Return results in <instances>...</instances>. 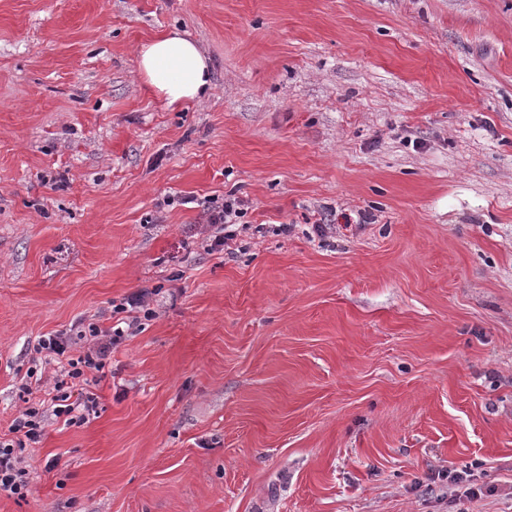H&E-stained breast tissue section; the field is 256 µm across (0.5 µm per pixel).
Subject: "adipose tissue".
<instances>
[{"label":"adipose tissue","mask_w":512,"mask_h":512,"mask_svg":"<svg viewBox=\"0 0 512 512\" xmlns=\"http://www.w3.org/2000/svg\"><path fill=\"white\" fill-rule=\"evenodd\" d=\"M138 59L147 84L167 103L201 98L210 87L207 58L194 42L179 32L143 44Z\"/></svg>","instance_id":"ef3b65f1"}]
</instances>
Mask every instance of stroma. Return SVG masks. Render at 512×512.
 I'll use <instances>...</instances> for the list:
<instances>
[{
  "mask_svg": "<svg viewBox=\"0 0 512 512\" xmlns=\"http://www.w3.org/2000/svg\"><path fill=\"white\" fill-rule=\"evenodd\" d=\"M175 28L205 100L139 71ZM144 289L0 512H512V0H0V438ZM248 202L235 197L233 193L224 195V202L207 207L208 224L211 226V234L207 238V251L222 252L231 249L232 242L236 239L237 229L234 226L242 224L243 218L248 210ZM153 293L147 290H141L128 296L125 301L115 306L117 313L129 314L133 312H144V317L153 315V310L149 307Z\"/></svg>",
  "mask_w": 512,
  "mask_h": 512,
  "instance_id": "35a3bbf8",
  "label": "stroma"
}]
</instances>
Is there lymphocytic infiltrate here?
<instances>
[{"instance_id":"lymphocytic-infiltrate-1","label":"lymphocytic infiltrate","mask_w":512,"mask_h":512,"mask_svg":"<svg viewBox=\"0 0 512 512\" xmlns=\"http://www.w3.org/2000/svg\"><path fill=\"white\" fill-rule=\"evenodd\" d=\"M249 208L247 201L227 194L223 203L209 206L208 222L211 233L207 239L209 252L230 250L236 239L235 228ZM120 328H104L90 323L77 328L75 333H61L44 336L38 342L37 352L43 353L45 361L61 363V389L51 406L29 404L14 420L10 431L11 439L0 440V491L25 498L28 491L27 471L23 465V449L39 444L45 434L48 417L63 420L71 425L79 420H87L96 414L97 395L90 391V373L103 372L106 361L112 354V347L122 336ZM90 340L88 350L78 357H70L69 352L78 341Z\"/></svg>"}]
</instances>
